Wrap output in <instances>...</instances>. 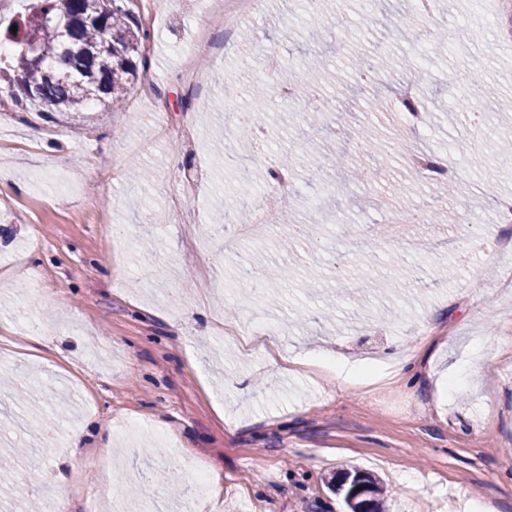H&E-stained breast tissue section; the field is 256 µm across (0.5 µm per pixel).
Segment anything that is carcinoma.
<instances>
[{
	"instance_id": "1",
	"label": "carcinoma",
	"mask_w": 512,
	"mask_h": 512,
	"mask_svg": "<svg viewBox=\"0 0 512 512\" xmlns=\"http://www.w3.org/2000/svg\"><path fill=\"white\" fill-rule=\"evenodd\" d=\"M26 25L8 32L7 40L20 46L8 66L1 67L17 85L16 104H34L38 112H79L92 102L107 107L120 103L137 78L136 58L148 40L125 0H37ZM73 28L74 40L64 42L62 25ZM43 51L35 61L28 47ZM364 512H384V491L368 474Z\"/></svg>"
}]
</instances>
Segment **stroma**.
<instances>
[{"instance_id": "35a3bbf8", "label": "stroma", "mask_w": 512, "mask_h": 512, "mask_svg": "<svg viewBox=\"0 0 512 512\" xmlns=\"http://www.w3.org/2000/svg\"><path fill=\"white\" fill-rule=\"evenodd\" d=\"M159 22L137 60L126 104L47 118L0 89V448L22 449L0 476V512H42L68 488L66 512H112L100 478L136 483L128 512H345L329 484L358 468L385 491L387 512H512V234L492 204L512 196V11L481 0H266L265 25L241 17L211 35L219 57L186 74L207 0H158ZM405 15L413 36L394 33ZM286 66L262 74L248 45ZM313 55L330 74L305 72ZM425 75L422 118L396 92ZM317 98L325 121L300 126L275 80ZM457 85L493 106L467 116ZM266 112L248 151L225 116ZM393 156L384 166L357 136ZM458 172L454 198L417 181L415 151ZM292 158L290 224L252 225L231 249L216 210L268 192L269 164ZM184 183L182 205L169 188ZM419 223L402 238L370 236L392 211ZM468 214L455 246L447 209ZM320 224L309 238V224ZM279 319L281 363L245 350L223 324ZM415 375L354 387L291 374L308 355L383 366L425 336ZM91 422L80 448L34 446ZM172 469L185 489L139 475ZM219 478L198 496L195 477Z\"/></svg>"}]
</instances>
